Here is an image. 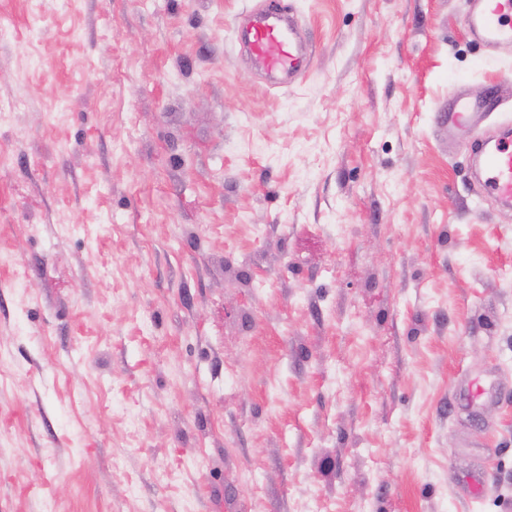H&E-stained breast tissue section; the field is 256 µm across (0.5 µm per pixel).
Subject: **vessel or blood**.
Here are the masks:
<instances>
[{
    "mask_svg": "<svg viewBox=\"0 0 512 512\" xmlns=\"http://www.w3.org/2000/svg\"><path fill=\"white\" fill-rule=\"evenodd\" d=\"M468 22L489 47L512 42V0H472ZM245 48L254 66L273 79L294 78L309 59L283 0H264L246 24ZM493 93L467 97L451 91L446 106L435 114L439 128L469 123L494 110ZM478 169L480 190L500 204H512V135L475 141L471 146Z\"/></svg>",
    "mask_w": 512,
    "mask_h": 512,
    "instance_id": "obj_1",
    "label": "vessel or blood"
}]
</instances>
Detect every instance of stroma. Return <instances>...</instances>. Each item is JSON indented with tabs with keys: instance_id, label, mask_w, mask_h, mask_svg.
<instances>
[{
	"instance_id": "35a3bbf8",
	"label": "stroma",
	"mask_w": 512,
	"mask_h": 512,
	"mask_svg": "<svg viewBox=\"0 0 512 512\" xmlns=\"http://www.w3.org/2000/svg\"><path fill=\"white\" fill-rule=\"evenodd\" d=\"M261 2L0 0V512H512V44L286 0L274 85ZM283 0H265L246 24L245 48L254 66L269 78L292 80L309 59ZM496 98L493 92L483 97H465L457 90L448 95L446 106L435 113L436 125L441 129L469 123L486 112L494 110ZM478 169L480 190L504 206L512 204V137L510 128L496 139L471 145Z\"/></svg>"
}]
</instances>
